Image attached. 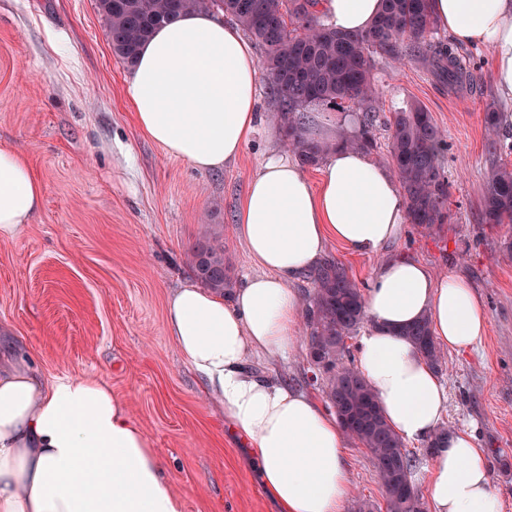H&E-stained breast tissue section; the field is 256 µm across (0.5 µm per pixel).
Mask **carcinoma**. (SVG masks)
I'll return each instance as SVG.
<instances>
[{
  "label": "carcinoma",
  "instance_id": "obj_1",
  "mask_svg": "<svg viewBox=\"0 0 512 512\" xmlns=\"http://www.w3.org/2000/svg\"><path fill=\"white\" fill-rule=\"evenodd\" d=\"M317 0H96L104 17L112 51L133 65L154 30L189 10L205 9L235 20L264 50L262 73L277 103L276 118L285 145L303 167L317 166L331 146L303 134L307 110L364 112L354 134L342 133L336 144L372 153L377 148L374 103V57H430L448 85H461L470 70L455 49L434 37L431 0H383L374 24L360 33H340L324 23ZM388 154L402 185L411 223L432 227L451 223L448 179L442 166L448 143L430 113L407 106L386 123ZM486 224L512 223V168L502 165L488 175L483 198ZM195 276L215 293L230 294L233 283L224 262V237L213 232L191 250ZM313 291L305 308V327L314 367L338 422L345 414L366 419L352 427V437L372 458L392 449L398 455V477L384 475L386 512H428L412 484L414 457L385 420L377 396L362 377L345 383L348 350L344 337L365 320L360 288L345 267L331 259L305 273ZM436 369L443 355L422 319L403 331Z\"/></svg>",
  "mask_w": 512,
  "mask_h": 512
}]
</instances>
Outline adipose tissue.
Returning <instances> with one entry per match:
<instances>
[{
    "instance_id": "1",
    "label": "adipose tissue",
    "mask_w": 512,
    "mask_h": 512,
    "mask_svg": "<svg viewBox=\"0 0 512 512\" xmlns=\"http://www.w3.org/2000/svg\"><path fill=\"white\" fill-rule=\"evenodd\" d=\"M336 30L361 32L381 0H320ZM433 24L455 43L488 48L495 89L512 102V0H432ZM260 67L253 45L212 12L181 14L141 47L128 84L137 126L201 171L235 160L256 131ZM44 194L25 157L0 148V237L17 236ZM409 222L393 172L339 146L319 186L285 155L263 160L238 215L259 272L224 300L192 282L173 291L167 324L184 362L251 445L260 482L280 512H345L347 435L309 395L247 374L250 356H286L300 327L292 284L329 241L359 255L398 243ZM369 321L355 367L403 439L432 436L447 403L430 362L399 330L425 317L436 342L467 350L486 333L485 303L463 276L396 255L363 297ZM432 512H503L472 430L449 432L434 454ZM0 512H183L149 439L97 376L44 378L30 348L0 366Z\"/></svg>"
}]
</instances>
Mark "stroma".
<instances>
[{
	"label": "stroma",
	"mask_w": 512,
	"mask_h": 512,
	"mask_svg": "<svg viewBox=\"0 0 512 512\" xmlns=\"http://www.w3.org/2000/svg\"><path fill=\"white\" fill-rule=\"evenodd\" d=\"M472 84L448 87L423 60L377 57L378 149L386 123L415 104L448 143L451 223L408 225L395 253L464 275L482 296L487 333L444 350L449 429H474L490 452L491 480L512 512V224L482 221L486 179L512 165V103L498 96L490 54L462 47ZM130 69L113 51L95 0H0V147L20 151L44 187L40 209L16 238L0 239V334L23 339L46 378L98 375L128 406L155 448L184 512H279L252 448L181 359L167 329L168 295L194 273L187 256L207 227L222 231L235 284L258 269L237 232L248 181L282 149L275 104L259 86L257 131L224 168L201 171L137 127ZM501 113L498 134L486 112ZM248 373L323 400L299 335L286 358L251 356ZM352 494L384 508L369 452L348 440Z\"/></svg>",
	"instance_id": "35a3bbf8"
}]
</instances>
